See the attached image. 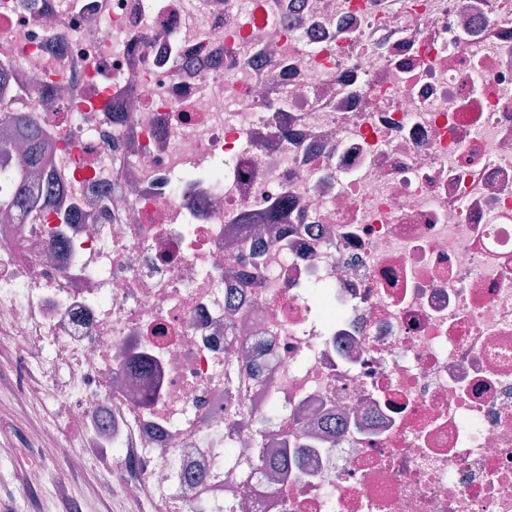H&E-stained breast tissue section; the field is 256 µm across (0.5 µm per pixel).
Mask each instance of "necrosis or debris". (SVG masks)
<instances>
[{"mask_svg":"<svg viewBox=\"0 0 512 512\" xmlns=\"http://www.w3.org/2000/svg\"><path fill=\"white\" fill-rule=\"evenodd\" d=\"M0 66L54 188L0 221V336L61 472L512 512V0H0Z\"/></svg>","mask_w":512,"mask_h":512,"instance_id":"1","label":"necrosis or debris"}]
</instances>
